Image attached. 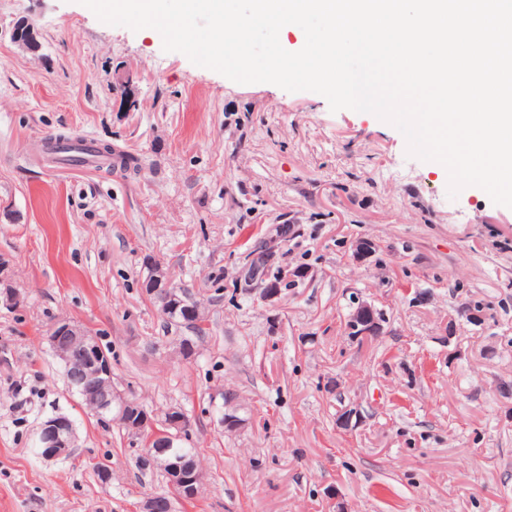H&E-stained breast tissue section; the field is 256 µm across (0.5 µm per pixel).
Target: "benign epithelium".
Segmentation results:
<instances>
[{
    "instance_id": "7a95c632",
    "label": "benign epithelium",
    "mask_w": 512,
    "mask_h": 512,
    "mask_svg": "<svg viewBox=\"0 0 512 512\" xmlns=\"http://www.w3.org/2000/svg\"><path fill=\"white\" fill-rule=\"evenodd\" d=\"M11 37L14 41L23 43L36 39V34L33 25L22 19L13 25ZM145 293L158 303H166L175 298L177 290L172 288V278L162 272L148 282ZM384 318V312H377L372 306L363 304L360 306L359 315L348 321L347 333L357 340L378 337L382 333ZM47 341L60 360H69L67 350L75 346L90 358V365L84 376L82 397L95 406L97 418L103 421L110 419L115 407L124 409L131 404V400L119 391L107 389V386L112 384V362L91 333L69 320H60L49 330ZM36 437L42 447V458L49 461L70 454L71 448L75 447L76 432L68 417L54 415L42 422ZM163 465L167 469V486L170 494L166 498H145L141 512H159L162 507L169 512L173 502H186L196 497L197 478L194 475L168 459L163 461Z\"/></svg>"
}]
</instances>
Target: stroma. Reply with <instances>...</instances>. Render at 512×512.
Returning a JSON list of instances; mask_svg holds the SVG:
<instances>
[{"label":"stroma","instance_id":"35a3bbf8","mask_svg":"<svg viewBox=\"0 0 512 512\" xmlns=\"http://www.w3.org/2000/svg\"><path fill=\"white\" fill-rule=\"evenodd\" d=\"M22 17L38 50L10 38ZM59 136L139 170L59 163L42 147ZM282 224L276 263L306 277L272 302L235 292ZM151 260L206 319L191 357L143 290ZM0 263L20 295L0 308V512H139L168 490L142 440L68 392L46 341L62 318L109 348L122 393L188 416L204 482L175 512H512V208L449 198L373 114L233 82L79 0H0ZM360 301L387 314L362 346ZM55 413L77 447L47 463L34 433Z\"/></svg>","mask_w":512,"mask_h":512}]
</instances>
